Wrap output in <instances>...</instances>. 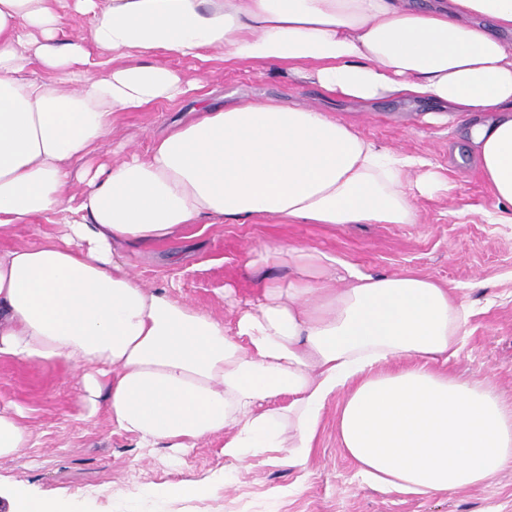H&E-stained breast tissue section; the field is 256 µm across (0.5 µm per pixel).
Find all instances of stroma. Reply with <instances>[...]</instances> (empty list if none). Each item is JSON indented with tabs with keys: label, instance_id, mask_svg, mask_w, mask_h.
<instances>
[{
	"label": "stroma",
	"instance_id": "obj_1",
	"mask_svg": "<svg viewBox=\"0 0 512 512\" xmlns=\"http://www.w3.org/2000/svg\"><path fill=\"white\" fill-rule=\"evenodd\" d=\"M157 64L183 81L203 85L207 101L221 106L240 99L317 105L324 92L287 70H266L215 52L207 63L161 54ZM193 97L157 102L139 112H116L112 135L95 163L131 155L147 157L154 137L172 120L195 111ZM426 105L389 99L375 105L340 101L338 117L353 123L366 140L428 159L447 181L446 190L414 201L415 224H286L258 216L244 224L188 225L196 248L180 273L165 261L162 243L130 252L139 280L148 286L178 278L175 294L216 318L231 322L219 290L251 298L259 279L246 253L267 245L315 249L371 274L410 273L452 288L475 309L465 325L459 354L442 370L491 387L512 406V223L494 219L489 188L472 158L457 161L456 124H428ZM79 372L72 365L0 361V407L17 406L32 436L22 452L0 457V512H11L16 495L67 500L73 512H512V467L488 484L438 497L404 495L362 482L339 444V398L327 404L307 470L279 461L236 468L225 461L223 434L199 438L182 465L170 464L163 448L137 447L114 429L105 410L89 412ZM208 487V494L163 499L154 489L174 483Z\"/></svg>",
	"mask_w": 512,
	"mask_h": 512
}]
</instances>
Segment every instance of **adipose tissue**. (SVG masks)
<instances>
[{
  "instance_id": "adipose-tissue-1",
  "label": "adipose tissue",
  "mask_w": 512,
  "mask_h": 512,
  "mask_svg": "<svg viewBox=\"0 0 512 512\" xmlns=\"http://www.w3.org/2000/svg\"><path fill=\"white\" fill-rule=\"evenodd\" d=\"M120 64L95 76L56 39L53 0H0V231L60 219L58 238L0 251V360L78 367L88 402L143 448L184 455L225 433L226 460L285 451L306 469L335 396L342 448L363 481L435 496L512 465V408L433 372L459 351L473 308L433 279L374 276L317 250L267 246L247 267L291 266L232 326L148 288L130 246L189 224L264 215L303 224H413L441 184L428 160L367 142L327 108L269 100L204 107L150 154L91 169L115 111L191 92L152 64L165 51L250 60L365 104L428 101L461 139L512 223V0H75ZM47 78H29L30 67ZM83 189L71 206V180ZM412 357L395 372L387 364Z\"/></svg>"
}]
</instances>
